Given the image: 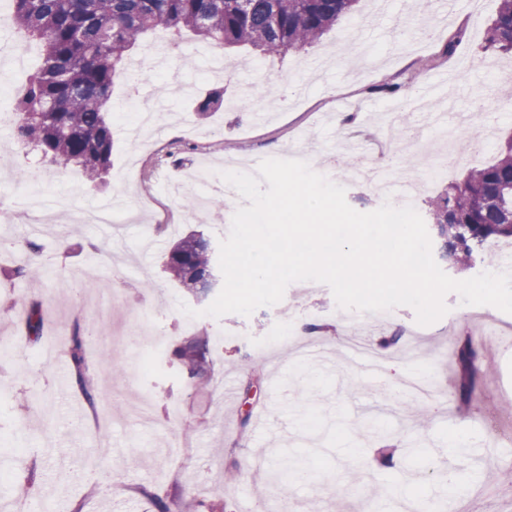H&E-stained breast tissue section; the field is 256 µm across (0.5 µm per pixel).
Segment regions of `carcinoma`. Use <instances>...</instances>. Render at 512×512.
<instances>
[{"label":"carcinoma","instance_id":"cac0c4a2","mask_svg":"<svg viewBox=\"0 0 512 512\" xmlns=\"http://www.w3.org/2000/svg\"><path fill=\"white\" fill-rule=\"evenodd\" d=\"M358 0H12L8 23L38 38L43 66L14 93L17 115L13 136L59 169L80 167L91 183L110 167L113 130L106 106L114 79L126 70L129 52L149 31L190 30L226 49H246L256 58L299 53L312 46L352 12ZM484 49L512 56V0H500L488 27ZM224 104V87L212 88L198 107L207 115ZM430 228L441 258L465 267L474 256L491 264L485 244L512 239V135L506 136L496 161L476 168L427 202ZM213 270L209 244L194 234L181 239L165 262V271L189 291L205 290L204 274ZM31 264L4 272L14 283L28 280ZM30 343L42 339L43 303L24 310ZM88 343L79 329L66 355L77 384L94 403V378L87 361ZM208 338L186 341L175 351L182 372L201 376L207 367ZM476 351L470 338L454 353L457 394L468 403L478 379Z\"/></svg>","mask_w":512,"mask_h":512}]
</instances>
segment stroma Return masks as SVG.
Wrapping results in <instances>:
<instances>
[{
    "instance_id": "35a3bbf8",
    "label": "stroma",
    "mask_w": 512,
    "mask_h": 512,
    "mask_svg": "<svg viewBox=\"0 0 512 512\" xmlns=\"http://www.w3.org/2000/svg\"><path fill=\"white\" fill-rule=\"evenodd\" d=\"M499 0H474L447 17L418 11L412 0H391L372 17V0H359L321 40L300 53L250 64L243 52L223 51L229 72L209 76L211 45L192 32L181 35L184 51L155 68L162 48L144 37L135 58L141 69L117 81L108 110L115 125L111 166L104 184L88 183L75 167L59 169L31 147L0 129V269L41 261L50 276L18 285L0 278V303L40 300L46 307L42 343L31 344L17 316L0 313V512H15L24 499L31 512H149L152 493L179 492L178 512H196L205 500L214 512H269L273 502L263 477L308 473L290 489L294 512H345L338 489L357 490L360 502L393 512L403 500L447 503L446 512H512V450L496 446L487 417L512 426V348L494 341L512 326V314L462 304L449 293L448 313L429 326L418 325L411 308L367 319L338 308L330 288L306 291L290 284L283 300L250 316L215 319L204 310L216 290L192 293L170 280L164 261L180 238L196 233L218 246L230 224L221 211L199 214L189 199L163 193L167 176L205 159L214 171L202 183L206 198L224 194L225 161L241 172L266 158H292L299 145L326 150L318 172L346 190L348 204L371 212L383 204L400 206L398 196L351 178L353 168L370 162L402 187L420 179L437 128L415 122L385 127L384 115L396 102H409L432 77L456 76L448 87V123L458 135V164L451 177L421 183L413 208L461 179L474 163L463 132L482 129L485 161L495 158L501 137L512 131V98L499 92L512 74L508 57L484 50V34ZM462 39L454 52L446 45ZM163 57V56H162ZM183 90L159 94L169 73ZM249 84L252 102L266 103L267 118L256 124L249 111L231 107L201 118L196 99L221 86L237 99ZM150 106L171 116L166 135L151 148L133 147L128 129L138 108ZM349 127H341L342 113ZM17 168L44 173L58 213L53 223L31 233L14 215L19 189ZM143 202L141 225L123 224L103 236L99 225L77 224L74 212L103 201ZM98 241L90 250L89 241ZM40 245L31 253L28 242ZM125 243L127 261L114 271L108 252ZM111 295L109 319H101L96 295ZM198 310L189 320L185 308ZM323 331H305V324ZM98 331L90 343L95 374L94 401L73 384L65 355L74 326ZM140 329L141 348L130 352L109 333ZM298 328L297 342L329 354L332 373L299 362L292 344L264 357L267 340L281 327ZM401 331L399 345L383 349L380 337ZM207 336L211 369L190 379L173 350L187 339ZM367 339L379 360L377 377H367L346 352L356 337ZM470 337L482 349V375L468 408L454 397L452 353ZM296 342V343H297ZM464 443L448 449V431ZM235 480L225 483L224 471Z\"/></svg>"
}]
</instances>
